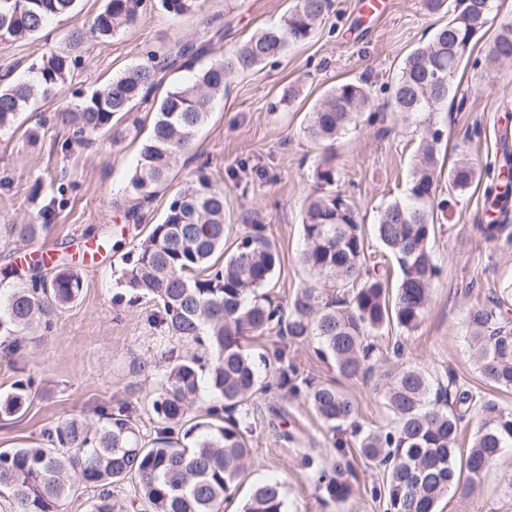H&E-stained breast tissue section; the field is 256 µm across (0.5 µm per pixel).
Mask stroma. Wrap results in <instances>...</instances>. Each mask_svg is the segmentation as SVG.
<instances>
[{
	"instance_id": "stroma-1",
	"label": "stroma",
	"mask_w": 512,
	"mask_h": 512,
	"mask_svg": "<svg viewBox=\"0 0 512 512\" xmlns=\"http://www.w3.org/2000/svg\"><path fill=\"white\" fill-rule=\"evenodd\" d=\"M290 4L200 0L196 9L179 17L151 8L112 38L88 37L73 46L68 41L73 24H90L103 6V0H80L75 22L53 24L46 37L0 44V77L12 81L27 76L30 65L48 52L68 50L77 59L66 86L38 99L22 114V128L0 137V304L28 283L19 261L24 253L48 250L72 259L83 281L78 299L56 312L49 329L16 338L0 335V396L12 392L27 374L36 378L26 411L0 414V448L43 444V431L54 422L77 416L95 424L101 409L121 403L134 409L141 435L152 439L155 419L149 401L162 377L142 371V362L211 356L208 347L183 343L154 324V302L122 284L127 256L169 203L162 193L145 207L141 223L124 217L132 196L130 178L153 113L140 105V126L122 123L118 135L105 134L85 145L71 143L57 113L74 108L92 90L142 62L150 49L163 53L192 41L203 46L204 63L220 60L249 36L278 23ZM363 4L331 0L310 39L290 46L277 62L231 75L223 97L215 100L173 171L177 187L200 175L223 187L224 221L232 227L228 249H235L253 225H263L280 253L268 292L286 307L298 289L314 284L298 255L304 203L314 190L313 172L324 153L333 155L334 191L350 200L368 228L381 208L404 195L415 160L419 128L389 107L390 85L407 54L448 16L428 12L422 0H380L371 13ZM459 78L451 104L433 120L445 132L447 161L462 153L476 158L481 180L459 196L451 219L436 226L430 247L440 274L424 321L411 333L394 325L376 332L375 356L381 362L424 367L442 381L456 374L460 383L510 408L512 390L493 388L473 364L464 316L512 281V243L484 241L477 230L486 217L485 190L498 179L500 130L512 127V64L470 66ZM348 80L365 83L377 109L362 113L357 128L327 151L304 134L305 115L323 91ZM289 86L299 88L300 95L293 108L284 110L277 102ZM35 125L41 126L43 137L30 146L25 130ZM37 216L44 229L32 240L19 236L18 225ZM89 242L101 244L103 252L97 262L86 264L82 247ZM399 345L404 351L398 357L394 350ZM317 346L313 336L289 345L288 357L299 378L336 381L356 402L358 426L387 425L382 398L362 383L340 378L334 366L316 356ZM276 401L273 393L261 392L248 403L253 459L235 501H242L255 482L277 477L285 485L288 512H383L371 495L382 469L360 455L354 427L332 433L305 398L283 402L289 421L304 428L305 445L320 465H328L334 437L346 441L354 492L338 507L324 498L301 453L270 425L268 407ZM438 512H512V463L494 465L476 485H453Z\"/></svg>"
}]
</instances>
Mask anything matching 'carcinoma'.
Listing matches in <instances>:
<instances>
[{
    "label": "carcinoma",
    "instance_id": "cac0c4a2",
    "mask_svg": "<svg viewBox=\"0 0 512 512\" xmlns=\"http://www.w3.org/2000/svg\"><path fill=\"white\" fill-rule=\"evenodd\" d=\"M146 0H105L89 29L75 28L71 42L85 35L108 39L132 26ZM198 0H161L172 16H181ZM434 13L448 7V21L403 60L389 106L419 118L416 161L404 198L381 211L374 235L390 254L400 277L389 289V274L367 265L363 225L354 206L339 195L320 193L306 205L302 217L300 264L320 280L355 282L359 288L348 301L323 298L313 288L297 291L288 318L265 291L279 263L276 246L255 226L233 251L224 248L230 227L224 223V189L200 175L175 191L162 219L136 248L122 278L130 290L161 305L153 319L169 335L187 344L212 349L205 367L183 357L161 368L162 386L150 406L156 436L141 443L131 410L119 404L102 410L98 427L72 418L45 432L48 447L0 451V492L8 493L13 512H61L75 493L71 477L96 491L90 512H117L112 486L127 482L147 512H220L248 468L252 448L249 411L234 412L265 390L242 340L249 335L286 336L301 343L318 339L317 353L333 361L340 376L382 395L391 419L387 426L356 429L360 454L383 466L382 486L371 490L383 501L384 512H437L438 503L456 481L457 443L467 416H479L464 468L469 484L488 469L512 457V409L496 399L473 392L448 373L447 383L433 381L420 367L391 368L373 363L371 333L394 323L411 332L425 318L438 267L429 247L435 212L453 210L455 198L481 179L472 159H460L448 169V198L437 200L441 175L440 149L444 130L432 114L469 64L477 37L491 21L493 0H424ZM331 6L330 0H294L280 22L240 44L224 59L194 69L199 54L185 43L176 53L150 52L111 81L93 90L73 111L61 114L74 141L88 142L113 128V120L149 101L160 83L158 75L174 69L177 60L193 72L190 79L169 85L155 112L151 135L143 143L130 180L133 204L125 216L141 221L144 204L170 181L177 155L187 150L207 118L224 84L235 72L251 70L310 38ZM78 0H0V43L40 34L58 18L77 15ZM512 61V24L502 26L486 47L488 66ZM76 60L54 51L32 67V77L0 87V134L15 130L20 114L38 97L64 87ZM375 107L365 84L340 83L324 93L307 113L304 133L313 142L334 141ZM502 184L488 188L491 219L477 226L481 236L497 241L508 230L512 195V151L503 145ZM318 189L336 181L332 158L315 168ZM82 288L81 277L65 261L51 277L34 275L0 306V331L9 335L35 332L52 325L55 312L71 303ZM512 282L468 310L465 318L469 347L482 377L497 389H512ZM277 385L293 395L305 386V398L322 423L336 431L355 424V402L329 382L305 378L297 383L294 364L285 352L274 353ZM219 401L190 426L181 425L202 388ZM31 379L18 381L0 399V413H21L30 395ZM353 463L342 448L330 469L315 472L325 498L341 505L353 494ZM239 512H287L282 484L257 483Z\"/></svg>",
    "mask_w": 512,
    "mask_h": 512
}]
</instances>
